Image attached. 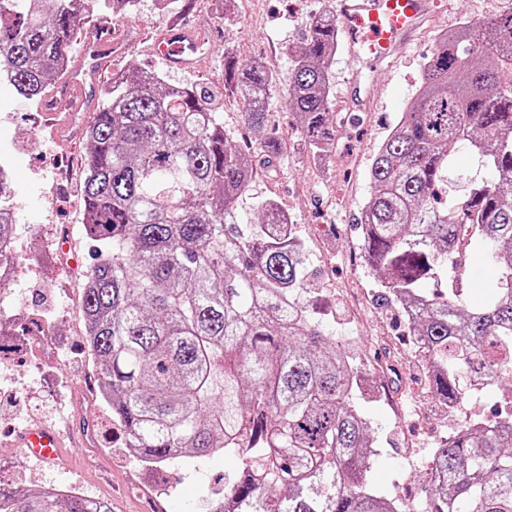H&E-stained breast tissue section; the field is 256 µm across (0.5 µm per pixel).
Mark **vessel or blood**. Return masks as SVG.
Listing matches in <instances>:
<instances>
[{
  "mask_svg": "<svg viewBox=\"0 0 512 512\" xmlns=\"http://www.w3.org/2000/svg\"><path fill=\"white\" fill-rule=\"evenodd\" d=\"M432 0H336V18L344 37L350 63L356 73L351 87V111H368L375 96L373 85L360 75L392 57L398 44L409 42L428 19ZM198 46L197 32L184 25L168 26L151 45L155 55L176 69L194 62ZM116 43L112 26L99 23L85 41L79 63L64 81V95L70 111H80L86 101L85 87L106 68ZM18 442L27 454L55 460L62 446L59 429L30 425L18 433Z\"/></svg>",
  "mask_w": 512,
  "mask_h": 512,
  "instance_id": "b4317fda",
  "label": "vessel or blood"
}]
</instances>
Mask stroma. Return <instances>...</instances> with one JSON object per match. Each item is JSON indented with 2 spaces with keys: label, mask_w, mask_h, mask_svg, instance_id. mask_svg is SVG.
Segmentation results:
<instances>
[{
  "label": "stroma",
  "mask_w": 512,
  "mask_h": 512,
  "mask_svg": "<svg viewBox=\"0 0 512 512\" xmlns=\"http://www.w3.org/2000/svg\"><path fill=\"white\" fill-rule=\"evenodd\" d=\"M434 2L435 16L413 44L366 72L379 94L371 111L349 120L341 108L352 70L345 47H338L330 94L336 141L323 164L309 159L284 94L270 96L271 129L283 154L274 171L256 174L237 207L241 224L257 223L258 206L267 199L292 213L309 254L303 302L315 320L329 319L330 335L348 343L358 367L372 375L386 397L379 404L364 403L363 409L375 449L369 479L388 497L398 477L423 495L436 443L456 424L433 397L425 360L395 304L381 299L376 273L367 264L355 269L347 262L348 255L362 250L357 218L372 191L370 164L414 97L436 35L465 20L512 10V0ZM333 7V0H234L226 13L214 0H195L185 20L201 31L210 49L189 70L168 68L150 54L151 35L168 21L155 0H139L126 17L104 9L100 20L111 22L114 39L128 48L113 55L103 81L111 83L113 74L134 67L160 74L169 85L202 84L225 128L237 133L246 120L224 94L225 56L265 61L287 77L294 64L291 49L306 35L311 16ZM102 98V91H95L88 111L50 125L39 106L0 87V164L11 172L17 224L16 273L0 287V317L28 309L54 328L58 339L52 357L31 348L0 361V482L23 493L68 484L86 497L111 502L112 512H206L207 497L223 492L224 476L240 470V458L219 453L147 473L111 411L94 398L101 374L84 338L82 284L94 250L84 230L83 191L86 130ZM64 237L70 248L60 256L56 249ZM64 418L90 428L82 447L65 446L55 462L42 463L18 446L16 435L25 425L50 426Z\"/></svg>",
  "instance_id": "35a3bbf8"
}]
</instances>
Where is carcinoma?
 Wrapping results in <instances>:
<instances>
[{
    "instance_id": "carcinoma-1",
    "label": "carcinoma",
    "mask_w": 512,
    "mask_h": 512,
    "mask_svg": "<svg viewBox=\"0 0 512 512\" xmlns=\"http://www.w3.org/2000/svg\"><path fill=\"white\" fill-rule=\"evenodd\" d=\"M0 85L38 102L63 72L65 48L95 16L92 0H0ZM336 21L309 26L294 51L287 107L313 153L336 141L330 85ZM276 79L224 60V95L258 134ZM495 180L438 205L458 145ZM270 164L281 154L264 136ZM84 202L97 262L85 277L87 351L112 419L149 464L233 452L227 512H411L368 480L370 426L355 401L359 368L312 320L293 313L302 250L267 200L245 228L235 212L253 167L198 85L154 73L112 75L86 135ZM363 207L364 257L385 299L414 315L430 383L443 401L477 375L512 376V11L443 32L418 90L373 156ZM11 179L0 165V252L13 248ZM490 252L493 298L469 306L428 292L469 248ZM426 512H512V413L466 422L439 441ZM0 512H112L106 501L0 484Z\"/></svg>"
}]
</instances>
